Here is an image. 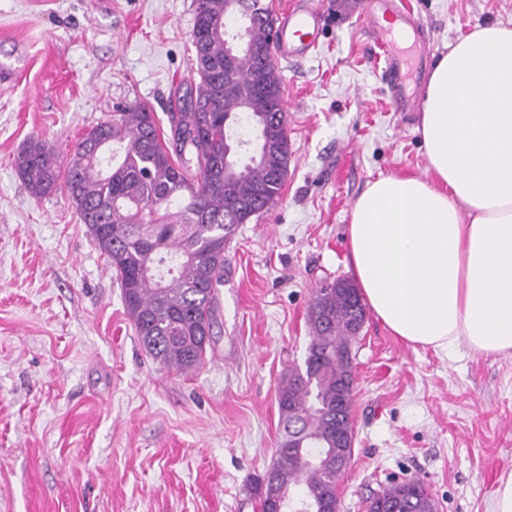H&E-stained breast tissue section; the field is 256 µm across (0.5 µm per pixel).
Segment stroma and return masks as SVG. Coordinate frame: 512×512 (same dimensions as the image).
<instances>
[{"label": "stroma", "instance_id": "35a3bbf8", "mask_svg": "<svg viewBox=\"0 0 512 512\" xmlns=\"http://www.w3.org/2000/svg\"><path fill=\"white\" fill-rule=\"evenodd\" d=\"M369 0H316L318 49L279 61L292 156L278 202L225 250L214 338L181 373L140 345L105 255L64 192L35 198L11 165L30 138L68 159L119 104L168 132L193 83L194 0H0V512H258L251 482L280 439L276 391L303 365L323 280L352 279L346 228L381 175L426 177L420 115L398 112ZM424 33L407 93L422 95L458 37L512 25V0H408ZM355 444L339 512L388 478L438 512H491L512 473V354L441 351L367 314L355 346Z\"/></svg>", "mask_w": 512, "mask_h": 512}]
</instances>
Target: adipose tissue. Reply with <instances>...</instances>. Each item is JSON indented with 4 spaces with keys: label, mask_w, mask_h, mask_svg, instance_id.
Listing matches in <instances>:
<instances>
[{
    "label": "adipose tissue",
    "mask_w": 512,
    "mask_h": 512,
    "mask_svg": "<svg viewBox=\"0 0 512 512\" xmlns=\"http://www.w3.org/2000/svg\"><path fill=\"white\" fill-rule=\"evenodd\" d=\"M418 131L427 177H378L352 207L361 296L409 343L512 352V27L485 24L438 59Z\"/></svg>",
    "instance_id": "obj_1"
}]
</instances>
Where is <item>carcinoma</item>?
<instances>
[{
	"instance_id": "cac0c4a2",
	"label": "carcinoma",
	"mask_w": 512,
	"mask_h": 512,
	"mask_svg": "<svg viewBox=\"0 0 512 512\" xmlns=\"http://www.w3.org/2000/svg\"><path fill=\"white\" fill-rule=\"evenodd\" d=\"M224 2L195 0L191 38L198 83L181 111L170 113L166 140L147 107L128 105L85 132L65 165L39 139L11 160L33 196L64 188L115 270L140 343L159 365L180 372L196 370L213 339L228 241L238 225L274 204L292 155L278 67L270 60L226 56L232 26ZM274 23L271 9L255 10L248 29L252 41L269 46ZM240 121L283 138L285 147L266 150L255 143L244 164L237 155L225 156L230 130ZM102 139L106 146L93 154L90 146ZM360 302L355 287L315 293L305 370H288L277 387L281 439L271 467L255 484L260 512L281 496L336 501L344 470L310 468L306 460L326 452L352 454L333 445L336 430L351 427L353 403L349 394L337 404L336 383L354 360L350 316ZM383 502L399 512H436L415 481L383 487L367 512H377Z\"/></svg>"
}]
</instances>
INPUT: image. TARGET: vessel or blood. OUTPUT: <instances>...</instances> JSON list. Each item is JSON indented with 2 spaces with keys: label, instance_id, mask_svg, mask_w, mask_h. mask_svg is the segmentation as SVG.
Returning <instances> with one entry per match:
<instances>
[{
  "label": "vessel or blood",
  "instance_id": "obj_1",
  "mask_svg": "<svg viewBox=\"0 0 512 512\" xmlns=\"http://www.w3.org/2000/svg\"><path fill=\"white\" fill-rule=\"evenodd\" d=\"M367 22L374 43L384 54L383 72L397 109L412 111L414 98L404 96L406 59L398 46L408 39L407 25L414 19L403 0H369ZM325 17L315 0H287L276 29L274 55L281 59L307 57L319 41Z\"/></svg>",
  "mask_w": 512,
  "mask_h": 512
}]
</instances>
